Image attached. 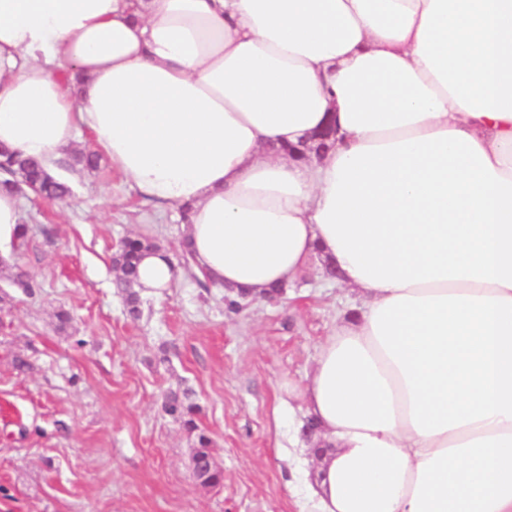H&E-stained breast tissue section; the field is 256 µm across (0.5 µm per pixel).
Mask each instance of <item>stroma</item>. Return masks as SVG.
Returning <instances> with one entry per match:
<instances>
[{
	"label": "stroma",
	"mask_w": 512,
	"mask_h": 512,
	"mask_svg": "<svg viewBox=\"0 0 512 512\" xmlns=\"http://www.w3.org/2000/svg\"><path fill=\"white\" fill-rule=\"evenodd\" d=\"M53 175L71 196L20 194L30 232L0 261V512H299L300 411L281 387L310 372L354 292L315 262L279 302L227 313L223 287L200 288L184 256L178 209L144 204L106 162ZM133 234L176 269L136 319L112 267ZM17 267L33 292L10 281ZM172 391L198 405L222 484L194 478L197 437L162 410Z\"/></svg>",
	"instance_id": "stroma-1"
}]
</instances>
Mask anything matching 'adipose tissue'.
Masks as SVG:
<instances>
[{"label": "adipose tissue", "mask_w": 512, "mask_h": 512, "mask_svg": "<svg viewBox=\"0 0 512 512\" xmlns=\"http://www.w3.org/2000/svg\"><path fill=\"white\" fill-rule=\"evenodd\" d=\"M80 128L225 292H357L288 386L302 512H512V0H0V146Z\"/></svg>", "instance_id": "1"}]
</instances>
